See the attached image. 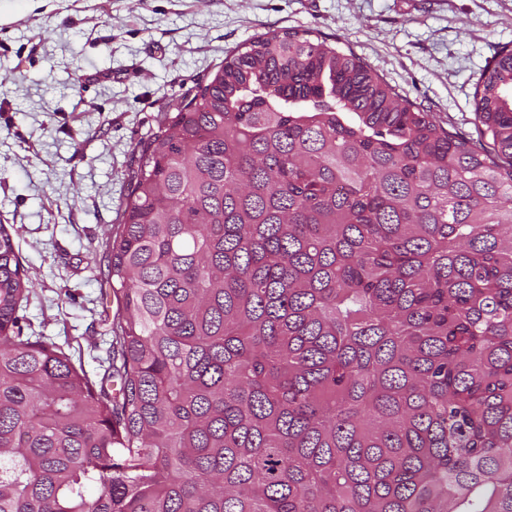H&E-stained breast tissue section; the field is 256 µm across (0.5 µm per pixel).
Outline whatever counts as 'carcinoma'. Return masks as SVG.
I'll return each instance as SVG.
<instances>
[{
  "label": "carcinoma",
  "mask_w": 512,
  "mask_h": 512,
  "mask_svg": "<svg viewBox=\"0 0 512 512\" xmlns=\"http://www.w3.org/2000/svg\"><path fill=\"white\" fill-rule=\"evenodd\" d=\"M474 120L310 31L225 57L138 144L97 382L0 224V512H512V50Z\"/></svg>",
  "instance_id": "1"
}]
</instances>
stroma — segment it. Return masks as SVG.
Wrapping results in <instances>:
<instances>
[{
	"mask_svg": "<svg viewBox=\"0 0 512 512\" xmlns=\"http://www.w3.org/2000/svg\"><path fill=\"white\" fill-rule=\"evenodd\" d=\"M287 28L340 41L470 133L476 83L512 49V0H0V224L35 283L26 335L103 373L106 240L136 145L227 54Z\"/></svg>",
	"mask_w": 512,
	"mask_h": 512,
	"instance_id": "35a3bbf8",
	"label": "stroma"
}]
</instances>
